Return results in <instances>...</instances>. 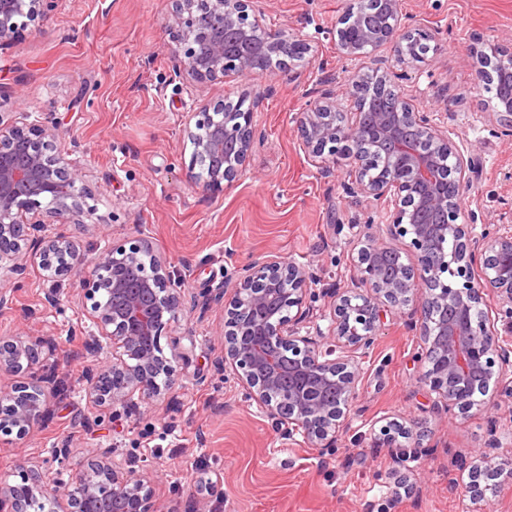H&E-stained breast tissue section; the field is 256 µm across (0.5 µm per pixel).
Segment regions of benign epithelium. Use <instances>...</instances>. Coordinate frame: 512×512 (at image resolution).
<instances>
[{
    "instance_id": "7a95c632",
    "label": "benign epithelium",
    "mask_w": 512,
    "mask_h": 512,
    "mask_svg": "<svg viewBox=\"0 0 512 512\" xmlns=\"http://www.w3.org/2000/svg\"><path fill=\"white\" fill-rule=\"evenodd\" d=\"M382 21L374 26L348 17L336 28L342 54L361 60L364 49L385 47L390 64L368 76L355 74L349 87L329 82L300 114L297 132L325 175L342 160L357 194L394 211L387 234L409 239L410 261L388 268L386 256L399 255L366 235L351 261V287L333 292L321 326L309 322L308 299L315 274L305 267L267 256L238 265L224 286H233L224 304V369L233 373L257 411L298 434L312 448L336 446L364 374L363 358L373 344L383 313L409 310L410 326L424 339L422 379L448 409L467 414L480 407L477 396H493L512 375V226L498 224L475 234L460 224L458 201L448 185L470 182L472 161L456 148L448 129L433 122L413 100L399 95L395 80L408 76L421 59L412 48L418 25L403 21L400 0H373ZM54 0H0V46L13 41L28 23L45 17ZM253 0H172L169 26L176 46L173 69L184 70L197 87L227 77L268 73L295 79L293 61L310 51L308 40L262 17L248 20ZM481 77L498 71L512 80V52L476 55ZM251 108L224 111L197 97L199 115L185 135L195 163L207 165V178L191 176L198 189L218 193L244 166L260 134ZM493 112L512 136V91L496 97ZM67 134L53 112L4 119L0 113V271L22 283L28 258L56 277L71 274L81 261L77 245L62 230L47 225L81 224L91 215L93 193L86 171L67 158L58 142ZM383 154L386 162L372 175L369 167ZM92 301L86 318L106 355L110 386L91 385L89 399L112 410L149 407L173 385L172 366L160 340L186 311L184 283L150 241L126 248L110 245L92 262L82 281ZM506 300L494 317L481 309L484 296ZM295 314H290V310ZM38 357L33 343H0V377L16 375ZM49 393L20 382L0 387L6 405L0 431L24 436L39 426ZM412 431L388 421L371 428L377 448H387L396 464L407 460L401 440ZM488 483L472 480L469 493L482 501L496 471L484 470ZM166 512L150 478L110 457L90 459L68 473L36 465L15 484L0 482V512Z\"/></svg>"
}]
</instances>
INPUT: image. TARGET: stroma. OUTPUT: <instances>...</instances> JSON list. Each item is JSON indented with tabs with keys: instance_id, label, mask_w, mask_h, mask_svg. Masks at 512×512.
Masks as SVG:
<instances>
[{
	"instance_id": "stroma-1",
	"label": "stroma",
	"mask_w": 512,
	"mask_h": 512,
	"mask_svg": "<svg viewBox=\"0 0 512 512\" xmlns=\"http://www.w3.org/2000/svg\"><path fill=\"white\" fill-rule=\"evenodd\" d=\"M354 0H256L268 23L308 38L299 80L253 75L209 83L211 101H237L263 90L254 114L263 141L223 193L206 194L189 179L184 140L191 86L172 70L170 0H56L39 27L0 47V113L54 111L72 140L60 149L86 168L93 213L68 225L82 263L48 280L31 266L0 308V339L36 343L39 356L19 381L38 375L49 392L43 419L27 436L0 433V482L31 465L78 469L109 456L135 463L166 504L185 512H512V386L468 414L438 408L422 382L423 339L408 313H388L365 358L350 425L335 447L291 444L260 416L224 372L226 319L214 299L233 266L267 255L313 270L315 312L329 308V288L348 287L358 227L391 223L389 208L349 193L344 173L325 178L302 146L297 119L306 111L323 60L337 85L370 73L339 54L336 26ZM404 14L431 32L429 50L400 89L421 111L444 121L474 161L461 195L460 223L512 225V136L493 112L494 93L478 79L473 50L512 47V0H401ZM149 239L185 282L194 306L162 337L175 384L147 409L96 407L88 389L105 356L78 334L90 308L76 294L91 261L107 245ZM58 300H46L48 288ZM382 418L410 427V455L396 466L374 447ZM491 465L498 493L473 501L472 467Z\"/></svg>"
}]
</instances>
